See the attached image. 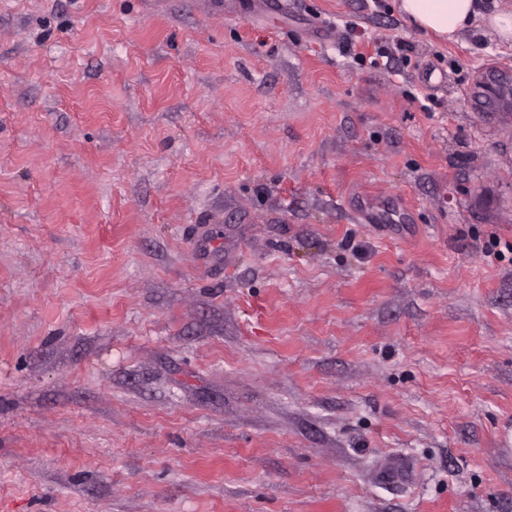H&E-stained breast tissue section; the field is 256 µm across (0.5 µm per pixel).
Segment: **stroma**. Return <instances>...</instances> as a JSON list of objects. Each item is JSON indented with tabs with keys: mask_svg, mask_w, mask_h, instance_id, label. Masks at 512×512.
Listing matches in <instances>:
<instances>
[{
	"mask_svg": "<svg viewBox=\"0 0 512 512\" xmlns=\"http://www.w3.org/2000/svg\"><path fill=\"white\" fill-rule=\"evenodd\" d=\"M507 64L397 0H0V512H512Z\"/></svg>",
	"mask_w": 512,
	"mask_h": 512,
	"instance_id": "obj_1",
	"label": "stroma"
}]
</instances>
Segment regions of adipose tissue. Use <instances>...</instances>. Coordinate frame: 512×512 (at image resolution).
Returning <instances> with one entry per match:
<instances>
[{"label": "adipose tissue", "instance_id": "1", "mask_svg": "<svg viewBox=\"0 0 512 512\" xmlns=\"http://www.w3.org/2000/svg\"><path fill=\"white\" fill-rule=\"evenodd\" d=\"M399 11L421 29L452 40L479 18L477 0H399Z\"/></svg>", "mask_w": 512, "mask_h": 512}]
</instances>
